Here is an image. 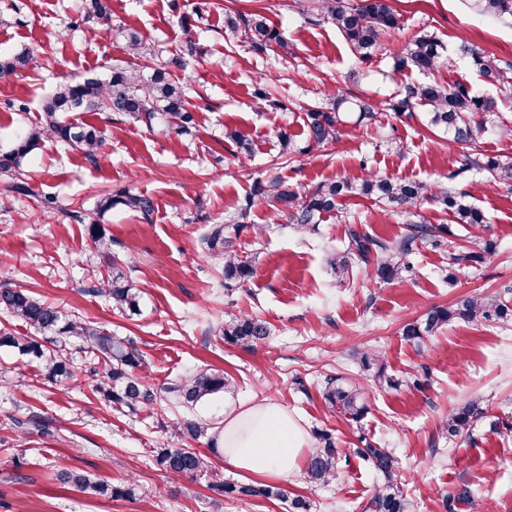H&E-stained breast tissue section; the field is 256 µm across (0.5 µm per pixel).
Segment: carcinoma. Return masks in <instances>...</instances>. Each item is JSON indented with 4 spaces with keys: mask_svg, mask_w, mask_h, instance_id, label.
<instances>
[{
    "mask_svg": "<svg viewBox=\"0 0 512 512\" xmlns=\"http://www.w3.org/2000/svg\"><path fill=\"white\" fill-rule=\"evenodd\" d=\"M295 8L312 13L331 23L350 45L354 55L361 60L371 56L381 38L404 30L405 22L389 0H294ZM480 14L495 19L512 20V0H476ZM111 9L106 0H89L86 18L103 23L106 37L123 42L122 49L136 59H148L152 65L128 62L112 68L107 82L96 78L69 81L58 84L42 103L43 122L22 131L13 148L0 153V174L8 176L9 191L26 195L31 192L21 179L22 160L38 148L45 139H53L64 147L82 151L94 158L103 140L101 131L84 122L67 118L69 112H115L129 123L148 126L158 120L164 128L179 132L191 121V113L185 108L189 88L171 77L172 69L185 70L200 52L195 43L187 44L178 55L163 59L161 51L146 42L139 33L125 28H114L110 22ZM226 35L236 39L255 53H262L271 44L280 48L285 44L279 32L269 25L260 13L238 14L225 21ZM463 54L473 67L491 85H512V64L500 63L487 57L481 48L464 45ZM446 46L436 36L423 34L408 41L398 55L394 71L418 70L429 73L442 67L447 61ZM39 66L34 52L23 50L12 58L0 62V73L12 74L32 70ZM391 110L396 114L421 112L426 126L448 134L455 142L475 143L484 133L505 127L503 113L491 99L474 95L461 82L428 80L406 83L401 89L379 102L370 98L347 93H328L325 102L306 109L305 128L309 146H321L338 139L340 127L347 124L346 115L357 114L355 124L371 120L379 111ZM465 166L487 172L491 181L512 187V161L497 158L483 159L477 155L465 157ZM363 196L379 204L399 209L407 217V233L395 241H383L367 235L351 224L347 228L349 248L343 253L330 256L327 265L339 283L350 278L353 263H361L370 270V276L382 282H390L410 269L408 258L419 249L441 245V225L417 222V210L427 203H438L448 210L456 224L470 227V246H459L448 251V283L456 281V273L479 264L490 253L491 240L484 236L486 217L476 206L466 200L467 194L448 191V185L440 180L427 184L415 180H394L367 174L363 177L343 176L334 181L319 184L303 194L292 189L278 176L254 185L252 196L245 198L237 209V223L213 224L203 239L209 254L223 265L224 286L232 288L249 281L255 274L252 257L241 255L234 249L230 231L246 228L255 198L260 197L274 208V219L282 217L292 224L295 231L304 234L318 223L325 214L339 211L342 201L348 197ZM121 205L148 218L153 209L150 198L128 192L107 195L99 203L95 215L74 211L71 217L80 223H88V235L93 246L106 252L112 240L100 223L103 215ZM258 234L262 228L250 226ZM95 292L108 297L113 307L123 312H133L139 303L140 289L131 279V271L118 264L112 265L107 277L98 280ZM0 311L7 315V323L0 325V347L17 349L22 354H32L41 360L48 379L62 382L74 377L73 365L61 350L62 340L76 337L82 347L96 356L97 367L89 371L87 385L92 392L102 396L121 411L137 412L150 409L158 402L159 394L147 382L141 353L129 341L114 336L104 325L85 320L69 313L57 303L43 300L27 289L0 280ZM453 320L467 322H495L507 326L512 322V306L501 296H470L451 306H436L421 319L403 326L402 335L419 343L435 334ZM24 325L29 332L19 333L14 323ZM224 341L246 349L269 336V327L258 316L245 313L233 315L224 321ZM359 363L366 371H375L376 379H385L389 386L398 382L384 377V368L376 355L364 352ZM228 386V379L221 372L202 371L179 377L164 388L182 407H193L201 401L220 394ZM324 400L330 408L347 420L359 423L367 413L362 393L346 385L339 376L326 378ZM486 408L479 399H472L448 414L443 428L448 436L469 433L474 423L481 420ZM183 437L197 440L207 434L208 423L195 418H185L178 426ZM157 463L173 477H194L212 470L209 457L194 448H170L162 446L154 450ZM357 454L370 461L380 471L386 482L371 496L367 509L370 512H412L411 502L393 483L395 459L385 448L368 445L357 449ZM337 451L331 435L316 433V446L307 458L305 474L314 483L325 482L336 476ZM56 481L64 487H74L88 493L122 497L131 490L113 487L95 481L88 475L68 468L56 473ZM214 487L225 495L237 499H281L288 491L278 485L259 482L226 484L219 479Z\"/></svg>",
    "mask_w": 512,
    "mask_h": 512,
    "instance_id": "carcinoma-1",
    "label": "carcinoma"
}]
</instances>
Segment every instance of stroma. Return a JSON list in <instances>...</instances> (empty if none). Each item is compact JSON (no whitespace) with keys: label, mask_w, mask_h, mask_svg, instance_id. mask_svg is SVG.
<instances>
[{"label":"stroma","mask_w":512,"mask_h":512,"mask_svg":"<svg viewBox=\"0 0 512 512\" xmlns=\"http://www.w3.org/2000/svg\"><path fill=\"white\" fill-rule=\"evenodd\" d=\"M291 0H110L113 25L160 44L165 56L193 40L199 56L180 77L194 93L189 129L166 133L162 125L126 124L112 112H82L80 121L105 138L97 157L43 141L23 162L32 192L0 189V280L28 289L72 313L99 321L133 341L152 387L198 371L223 372L229 391L198 405V417L220 422L230 403L267 399L288 408L306 432L329 431L338 450L335 478L314 484L305 473L291 477L290 497L311 501L312 512H363L385 478L357 448L372 444L397 460L394 481L413 512H463L457 496L468 492L476 507L512 512V329L455 320L416 343L402 327L428 309L472 295L503 294L512 301V189L489 182L485 172L463 169L476 151L512 158V134L488 132L475 147L434 135L423 119L391 111L362 125H347L338 140L308 147L305 109L328 91L388 97L405 38L429 33L448 45V67L435 79L460 80L494 98L512 126V87H488L459 48L472 43L512 63V24L478 14L472 0H390L403 14V35L384 37L370 59L355 57L329 23L291 10ZM84 0H0V61L24 49L41 56L38 69L0 76V150L41 120L42 102L63 81L107 78L126 57L86 18ZM257 12L281 34L286 50L254 55L224 35L227 16ZM65 37H56L61 27ZM272 86L274 102L256 104L254 90ZM246 133L248 155L237 153L229 131ZM299 150L278 154L281 133ZM432 183L447 179L479 207L495 244L483 262L448 284L446 247L467 231L447 211L426 204L428 223L450 226L439 248L409 258L410 269L390 284L370 280L354 267L345 283L328 270L331 252L346 248V219L366 233L401 238L405 219L363 198L347 199L341 214L323 216L300 234L287 221L271 223L272 208L256 200L250 228L237 237L240 252L255 256L256 274L225 288L221 265L202 239L211 225L230 223L256 181L277 175L298 187L365 173ZM128 190L151 198L149 218L123 206L106 213L112 240L97 252L72 212H92L107 194ZM57 199L42 205L44 196ZM266 225L262 237L252 227ZM131 265L142 290L137 314L113 310L92 293L96 274L113 261ZM263 319L269 336L254 348L226 344L218 331L230 316ZM379 355L389 388L362 373L358 353ZM341 375L364 392L369 411L351 423L326 405L324 379ZM487 407L486 420L467 439L448 440L440 425L472 398ZM184 408L164 400L131 415L104 402L82 381L48 380L37 360L0 348V512H288V500L240 501L212 490L213 478L243 481V473L209 454L212 472L175 478L157 465L152 450L181 445L176 423ZM505 430L493 433L491 420ZM79 470L95 480L132 489L133 497L109 498L64 488L57 469Z\"/></svg>","instance_id":"obj_1"}]
</instances>
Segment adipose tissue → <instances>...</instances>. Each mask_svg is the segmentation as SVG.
Here are the masks:
<instances>
[{"instance_id": "adipose-tissue-1", "label": "adipose tissue", "mask_w": 512, "mask_h": 512, "mask_svg": "<svg viewBox=\"0 0 512 512\" xmlns=\"http://www.w3.org/2000/svg\"><path fill=\"white\" fill-rule=\"evenodd\" d=\"M216 447L236 470L285 481L300 469L308 435L282 405L262 400L230 404L215 429Z\"/></svg>"}]
</instances>
